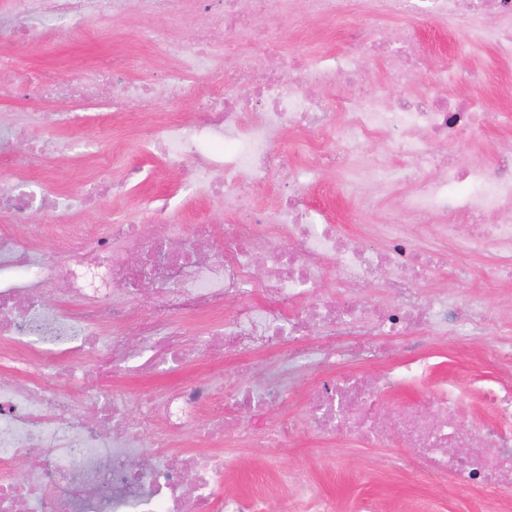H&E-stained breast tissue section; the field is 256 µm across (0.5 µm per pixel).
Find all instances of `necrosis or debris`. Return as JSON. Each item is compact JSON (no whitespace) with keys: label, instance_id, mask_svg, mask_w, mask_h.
<instances>
[{"label":"necrosis or debris","instance_id":"1","mask_svg":"<svg viewBox=\"0 0 512 512\" xmlns=\"http://www.w3.org/2000/svg\"><path fill=\"white\" fill-rule=\"evenodd\" d=\"M206 14L189 44L170 41L146 27L139 38L164 46L176 65L159 83L130 84L124 72L107 67L120 93L82 98L105 117H129L149 125L143 153L160 157L182 178L183 190L210 197L231 195L235 216L217 222L205 216L184 226L161 210L149 219L130 214L102 226L47 224L43 236L54 245L44 252L19 233L36 211L86 212L90 199L125 192L147 172L126 168L113 177L101 164L95 178L76 191L41 182L30 189L19 173L63 151L99 159L98 142L60 143L50 128L72 129L88 116L50 110L45 133L27 138L16 126L0 124V512H262L261 503L241 495H218L224 455L218 443L284 448L294 429L273 422L268 406L284 403V389L240 384L215 399L206 382L185 377L163 393L129 395L131 377L153 378L170 369L216 356L239 354L256 345L276 347L289 370L315 368L328 381L310 399L301 424L316 442L345 432L363 445H384L397 435L411 448L419 471L512 489V338L498 339L494 363L500 372L483 401L496 412L478 453L465 456L468 436L454 427L460 394L448 383L433 390L427 405L408 402L381 410L377 396L409 381H425L439 370L426 355L391 360V339L422 330L444 339L480 336L492 310L418 300L416 282L433 276V258L414 244L416 236L449 238L463 251L495 246L499 261L487 275L500 280L512 271V224L490 215L512 212V147L495 151L492 166L467 160L472 138L490 118L485 98L395 95L386 104L365 97H316L313 87L337 75L357 83L362 75L355 48L323 54L299 66L287 60L273 21L285 0H196ZM102 0H14L0 14V76L40 85L47 93L87 86L81 66L64 75L20 70L13 46L44 43L59 22L75 24L99 12ZM493 15L495 24L471 28L473 39L489 43L501 61L512 62V0H366L357 29L359 44L379 54L392 80L403 79L407 61L422 64L425 51L410 33L380 34V22L399 17L445 19ZM263 43V54L247 57L237 33ZM223 44V63L210 51ZM187 100L192 111L161 119L158 98ZM292 131L312 136L326 162L362 149L383 133L399 166L374 170L368 187L397 182L408 187L405 209L428 211L434 224L418 231L394 224L384 247L369 234L351 239L304 203L307 179L281 142ZM288 170L271 211L255 205L254 188ZM384 274L389 306L348 300V292ZM59 299L57 306L46 296ZM232 316H225L229 303ZM202 320L195 342L183 327ZM133 323V336L123 327ZM383 363L370 378L360 364ZM66 379L79 390L93 415L71 409L59 388ZM136 416H129V409ZM184 449L181 463L169 451ZM25 463L24 476L14 472ZM292 496L280 497L278 512H335L307 472L283 470Z\"/></svg>","mask_w":512,"mask_h":512}]
</instances>
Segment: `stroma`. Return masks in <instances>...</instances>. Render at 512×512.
<instances>
[{"instance_id":"stroma-1","label":"stroma","mask_w":512,"mask_h":512,"mask_svg":"<svg viewBox=\"0 0 512 512\" xmlns=\"http://www.w3.org/2000/svg\"><path fill=\"white\" fill-rule=\"evenodd\" d=\"M361 15H354L348 26L340 29H322L314 22L299 16L295 7H288L278 21L284 39L283 49L293 54L317 57L326 52L341 51L352 29L359 27ZM153 26L168 30L172 40L187 37L183 26L164 15H147L129 9L121 15L113 14L111 6L88 19L84 30H64L48 43L23 45L14 49L18 66L23 68H50L63 72L71 63L94 65L114 56L125 63L126 75L133 82H154L160 79L169 65L160 47L142 45L138 38L141 28ZM414 31L430 49L432 59L427 69L413 73L404 88L387 86L384 65L367 59L363 62V85L351 86L337 80L332 93L343 96H382L397 92L412 93L421 90L447 92L451 95H479L496 109L512 110V65L498 60L492 47L486 46L469 54L457 53L456 48L465 34L462 24L451 20L430 21L422 18L393 20L385 24L387 36H394L400 28ZM454 58L457 72L480 67L485 78L477 84L458 82L448 86L433 83L434 69L447 58ZM48 108L35 89L18 88L14 97L0 100V122L29 126L42 132L41 118ZM88 138L112 140L117 148L112 156L115 172H122L131 164H139L154 173L151 181L138 186L121 198L105 202L94 220L111 223L120 213L136 210L142 198L162 197L176 187L179 177L165 172L161 163L141 155L136 142L127 140L122 121L109 122L82 131ZM383 136L371 138L365 150L344 167L324 164L320 152L295 145L296 162L308 169L311 185L306 203L321 216L334 221L338 228L350 235H358L361 225L385 224L397 220L400 201L405 195L401 185L389 186L379 193L369 206H360L353 185L377 157H385L387 164L396 165L397 159L386 156ZM421 248L439 250L447 258V266L430 280L417 287L420 301L432 303L441 292L458 296L484 306L499 308L500 321L488 335L479 338L453 339L441 342L437 337L417 331L397 342L399 355H406L411 346L420 352L433 350L446 356L444 369L457 385L462 398L454 417L457 425L475 428L491 421L493 410L477 399L475 390L498 375L490 356L497 334L512 335V309H502L504 300L512 299V280L486 287L480 278L481 268L496 259V251L487 246L459 256L447 242L424 240ZM284 371L278 350L268 349L247 357H231L221 363L191 367L197 378L211 382L216 397H223L226 387L247 381L262 382L279 377ZM410 451L395 442L387 448H362L344 434H337L325 452L317 453L306 433H298L285 448H240L224 450V488L231 494H245L263 498L265 512H276L278 499L286 494L274 471L275 466L305 469L325 497L336 503V512H417L419 507L430 512H512V491L493 493L480 486L462 487L449 478L430 479L422 476L405 462Z\"/></svg>"}]
</instances>
